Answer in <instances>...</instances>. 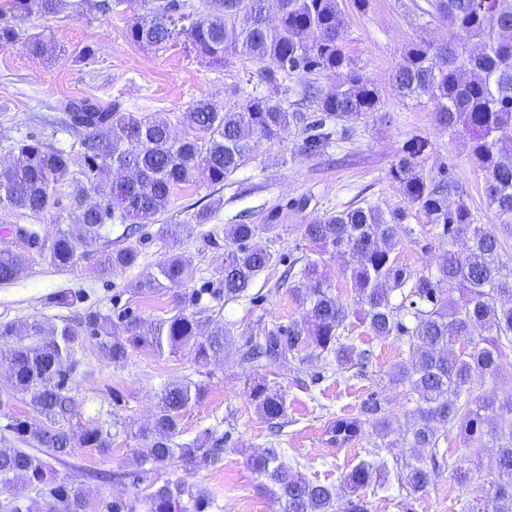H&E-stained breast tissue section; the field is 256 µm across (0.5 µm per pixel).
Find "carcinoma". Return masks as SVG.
I'll return each instance as SVG.
<instances>
[{
    "instance_id": "cac0c4a2",
    "label": "carcinoma",
    "mask_w": 512,
    "mask_h": 512,
    "mask_svg": "<svg viewBox=\"0 0 512 512\" xmlns=\"http://www.w3.org/2000/svg\"><path fill=\"white\" fill-rule=\"evenodd\" d=\"M276 21H266L269 2ZM66 0H4L0 4V48L18 40L13 21L59 12ZM427 14L448 24L442 43L414 42L392 73L404 97L425 99L438 126L469 139V158L484 174L487 206L498 224L489 228L463 197L451 205L448 194L456 181L445 171L426 173L421 166L428 142L416 139L392 165L390 175L410 206L423 215L421 235L444 246L436 269L412 270L399 261L396 248L412 229L403 224L406 211H385L376 204L325 212L302 225V238L314 252L288 266L297 284L288 293L301 311L286 328L252 336L238 346L224 322L200 332L187 304L169 316L116 322L99 310L88 311L79 325L48 328L34 319L22 325L0 324V337L23 334L33 343L0 351V367L9 371L13 388L29 396L45 422L15 420L11 431L23 448L0 447V495L11 492L20 476L48 505V512H90L83 484L52 477L50 461L77 448L109 447L99 426L73 422L74 402L65 391L77 361L79 337L98 339L114 363L132 353L183 350L205 361L212 354L233 353L244 361L319 360L324 370L343 375L365 372L371 353L345 335L351 322L371 336L395 338L408 347L410 361L388 374L391 385L409 386L416 395L411 423L403 429L376 394L351 415H338L326 428L328 443L341 448L361 437L365 426L389 444L414 451L405 464L410 497L425 492L439 476V456L448 434L460 441L454 479L471 486L478 460L486 449L495 454L494 471L478 485L480 495L461 505L462 512H512V396L503 401L480 393L478 381L512 366V0H432ZM347 18L339 0H202L190 13L180 0L159 4L135 18L126 39L142 48L167 49L184 40L189 51L210 67H224L244 57L259 64L257 76L267 93H250L231 103L201 98L170 116L121 112L116 105L81 98L63 105L66 128L82 135L81 161L72 154L29 138L17 144V163L0 168V211L50 213L63 195L71 199L70 222L80 226L73 237L64 229L54 235L33 224H12L6 232L56 269L73 266L77 250L100 238L105 224H146L165 213L178 192L192 185H222L251 158L258 144L296 128L307 154L320 155L346 131L345 123L379 110L377 86L346 52ZM27 51L40 58L57 56L52 42L34 37ZM332 72L336 87L313 93V109L290 111L277 99L284 76ZM183 134H174V128ZM181 225L162 224L157 234L176 247ZM281 237L278 224L242 221L224 228V268L218 271L219 292L235 301L247 294L255 278L275 266V253L257 243ZM466 247L456 249L458 242ZM347 254L353 263L344 276L355 293L347 303L336 295L324 272L325 256ZM138 248L129 244L103 253V270L134 266ZM31 264L30 255L0 247V283L15 280ZM193 277L192 260L172 253L136 281L134 290L155 295L179 287ZM250 403L266 422L284 426L286 403L281 392L264 382L247 388ZM205 395L187 381L167 387L159 398L152 426L141 435L149 441L137 455L139 466L165 469L178 460L186 468H208L221 461L219 443L176 442L181 411ZM247 464L270 481L285 502V512H368L366 502L336 500L333 485L310 481L284 463L275 448L249 455ZM383 460H363L346 475L357 491L385 483ZM194 512L212 504L180 478H167L142 501L143 512Z\"/></svg>"
}]
</instances>
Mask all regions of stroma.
I'll list each match as a JSON object with an SVG mask.
<instances>
[{
    "instance_id": "stroma-1",
    "label": "stroma",
    "mask_w": 512,
    "mask_h": 512,
    "mask_svg": "<svg viewBox=\"0 0 512 512\" xmlns=\"http://www.w3.org/2000/svg\"><path fill=\"white\" fill-rule=\"evenodd\" d=\"M152 5L153 0H125L120 13L104 16L88 4L77 15L65 8L53 16L20 22L23 35H40L60 52L46 60L29 54L21 42L0 49V167L14 162L11 146L28 137L79 154V133L40 120L71 98L117 102L122 111L148 114L178 112L202 97L223 102L236 90L258 91L257 66L250 61L237 59L215 70L180 47L147 50L130 43L125 37L128 24ZM427 6V0H369L366 9L359 11L353 0H343L347 52L376 84L381 104L368 119L352 122L344 140L331 147L328 155L300 151L301 136L298 130H290L261 142L252 158L224 184L181 191L168 212L159 215L156 223L140 225L135 237H128L126 225H104L100 241L80 248L75 265L67 269L33 257L23 276L0 283V323L37 319L59 326L88 310L115 316H164L174 306V292L143 296L134 292L133 285L156 271L169 254V245L156 235L158 225L179 224L183 232L178 250L196 270L182 290L197 298L201 330H209L210 320H230L242 341L269 328L288 326L299 319L300 311L277 283L286 263L311 253L301 236L302 225L324 212L364 202L385 210L405 207L390 168L415 138L429 143L422 158L424 168L451 169L480 223L492 224L494 215L482 196V175L469 159L466 137L437 126L429 103L401 98L391 83V74L412 41H441L448 36L446 25L426 15ZM213 202L218 208L211 222L196 224L194 213ZM243 213L255 224L267 223L272 216L282 224L276 244L280 261L257 276L249 298L226 303L213 294L216 272L224 263V227L237 223ZM407 222L411 232L397 248L400 260L417 270L436 267L443 249L419 235L423 216L410 212ZM131 241L140 249L137 265L103 273L102 254ZM64 288L81 292L82 302L71 308L55 305L54 294ZM349 334L372 352L368 375L351 371L321 381L315 378L318 368L313 363L303 366L290 360L255 367L221 354L199 363L187 352L161 357L137 353L126 363L115 364L96 340L80 337L69 394L83 422L108 432L109 448L104 452L77 449L55 463L57 475L82 482L95 505L128 501L149 492L150 479L139 477L133 464L136 453L147 446L140 432L151 424L166 387L192 381L204 385L206 394L201 402L182 410L178 442L193 443L211 433L222 437L226 448L217 466L181 473L189 488L212 494L209 512H283L272 484L246 466L254 450L268 446L277 448L282 460L305 478L333 484L337 495L345 496L344 478L359 462L376 456L393 469L405 463L411 451L389 447L370 429L349 447H331L325 436L328 422L356 413L362 400L375 393L405 426L415 399L409 388L388 382L394 365L408 357L406 345L392 338L377 339L358 325L350 326ZM254 377L266 380L286 399V425L279 435H271L249 401L245 381ZM35 417L28 396L16 392L7 370L0 369V441L11 439L12 419ZM458 446L456 435H449L435 485L416 499H407L405 489L394 479L383 489H361L359 495L369 512H402L406 500L413 512H457L458 499L468 495L452 478Z\"/></svg>"
}]
</instances>
